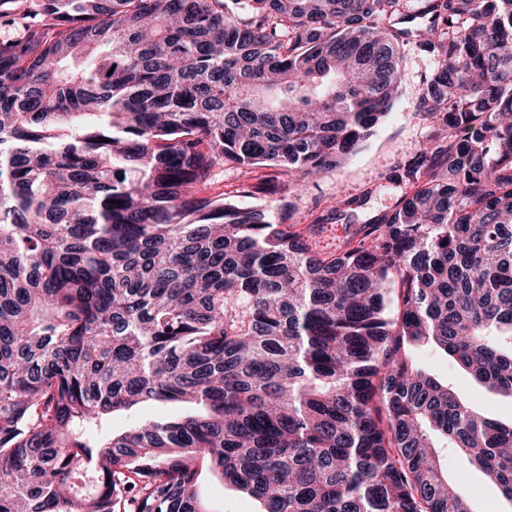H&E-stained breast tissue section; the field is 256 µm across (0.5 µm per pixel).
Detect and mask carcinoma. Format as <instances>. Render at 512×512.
<instances>
[{
	"mask_svg": "<svg viewBox=\"0 0 512 512\" xmlns=\"http://www.w3.org/2000/svg\"><path fill=\"white\" fill-rule=\"evenodd\" d=\"M0 42V512H471L434 435L512 506V423L426 374V342L512 399V0H24ZM434 62L416 186L339 249L275 203ZM273 198L199 196L220 167ZM197 414L115 435L112 416ZM196 412L195 408L179 403H155L141 406L131 413H117L112 417V431L121 432L136 422L168 421ZM203 492L212 501L216 510L221 512H257L260 504L246 494L237 490L231 484L204 471L201 476Z\"/></svg>",
	"mask_w": 512,
	"mask_h": 512,
	"instance_id": "obj_1",
	"label": "carcinoma"
}]
</instances>
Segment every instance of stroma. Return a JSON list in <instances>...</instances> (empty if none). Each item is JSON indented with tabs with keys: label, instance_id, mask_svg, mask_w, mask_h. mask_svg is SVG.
Masks as SVG:
<instances>
[{
	"label": "stroma",
	"instance_id": "stroma-1",
	"mask_svg": "<svg viewBox=\"0 0 512 512\" xmlns=\"http://www.w3.org/2000/svg\"><path fill=\"white\" fill-rule=\"evenodd\" d=\"M403 56V79L392 113L348 161L305 186L286 213V223H312L328 207L353 198L364 201L365 214L371 217L391 209L404 194L411 192V184L394 182L393 177L401 173L404 164L428 142L432 133L429 124L416 113L423 79L431 62L410 45L404 46ZM413 356L429 374L448 383L462 401L489 417L503 422L512 420L511 399L481 387L442 351L420 344L414 348ZM190 412V406L179 403L145 405L126 414H115L112 429L120 432L137 422L174 420ZM439 455L449 480L465 477L472 512H507L508 506L499 501L495 486L466 457L450 448L440 449ZM201 485L216 512H259L257 501L210 472H203Z\"/></svg>",
	"mask_w": 512,
	"mask_h": 512
}]
</instances>
